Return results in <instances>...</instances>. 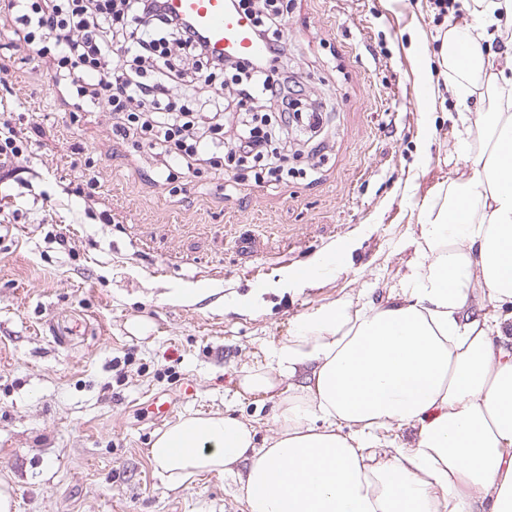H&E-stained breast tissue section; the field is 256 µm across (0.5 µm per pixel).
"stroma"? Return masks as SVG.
Listing matches in <instances>:
<instances>
[{
    "label": "stroma",
    "instance_id": "stroma-1",
    "mask_svg": "<svg viewBox=\"0 0 512 512\" xmlns=\"http://www.w3.org/2000/svg\"><path fill=\"white\" fill-rule=\"evenodd\" d=\"M454 2L288 0V65L323 133L283 151L274 187L231 161L164 180L102 106L69 111L45 71L0 73V124L27 148L0 175V480L16 512H247L230 477L159 472L151 399L269 438L277 403L238 395L242 369L295 318L380 301L406 273L461 132L455 100L415 99L417 50L440 73L444 32L469 20L473 0Z\"/></svg>",
    "mask_w": 512,
    "mask_h": 512
}]
</instances>
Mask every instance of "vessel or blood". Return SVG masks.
I'll return each instance as SVG.
<instances>
[{
  "instance_id": "b4317fda",
  "label": "vessel or blood",
  "mask_w": 512,
  "mask_h": 512,
  "mask_svg": "<svg viewBox=\"0 0 512 512\" xmlns=\"http://www.w3.org/2000/svg\"><path fill=\"white\" fill-rule=\"evenodd\" d=\"M167 5L206 37L213 52L252 60L265 57L267 47L255 37L249 19L232 10L227 0H168Z\"/></svg>"
}]
</instances>
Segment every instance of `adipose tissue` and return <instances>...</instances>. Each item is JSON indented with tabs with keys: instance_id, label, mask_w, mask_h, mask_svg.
Returning a JSON list of instances; mask_svg holds the SVG:
<instances>
[{
	"instance_id": "1",
	"label": "adipose tissue",
	"mask_w": 512,
	"mask_h": 512,
	"mask_svg": "<svg viewBox=\"0 0 512 512\" xmlns=\"http://www.w3.org/2000/svg\"><path fill=\"white\" fill-rule=\"evenodd\" d=\"M512 8L481 0L449 29L446 90L478 81L500 111L464 116L442 195H428L408 271L374 304L338 300L291 323L245 368L241 395L277 396L278 431L187 417L149 449L170 481L232 476L248 512H512ZM410 428L383 445L382 427Z\"/></svg>"
}]
</instances>
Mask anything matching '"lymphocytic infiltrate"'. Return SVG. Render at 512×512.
<instances>
[{"label":"lymphocytic infiltrate","mask_w":512,"mask_h":512,"mask_svg":"<svg viewBox=\"0 0 512 512\" xmlns=\"http://www.w3.org/2000/svg\"><path fill=\"white\" fill-rule=\"evenodd\" d=\"M253 19L254 32L266 43L260 61L213 56L189 21L168 13L166 0H6V10L25 63L51 72L72 111L102 104L112 113V134L136 135L159 152V162L217 163L224 157V112L252 103L275 106L280 122L251 113L234 141L239 160L259 161V181L279 182L274 161L282 136L305 123L310 136L322 131V115L297 113L303 92L283 66L284 14L276 0H231ZM219 81L221 94L202 109L182 104L178 91Z\"/></svg>","instance_id":"lymphocytic-infiltrate-1"}]
</instances>
